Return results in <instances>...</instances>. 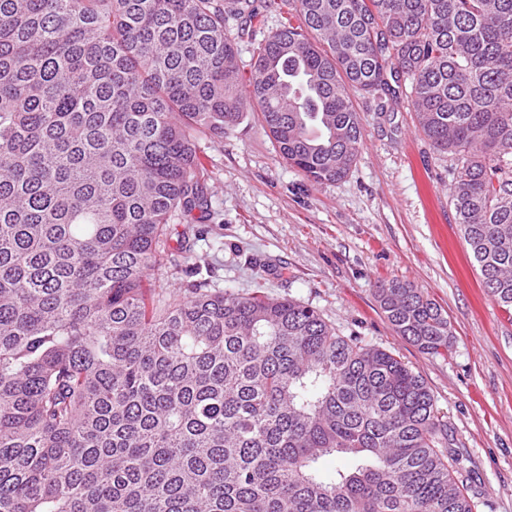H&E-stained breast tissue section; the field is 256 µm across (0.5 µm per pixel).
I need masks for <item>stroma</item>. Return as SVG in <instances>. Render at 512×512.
<instances>
[{
  "instance_id": "1",
  "label": "stroma",
  "mask_w": 512,
  "mask_h": 512,
  "mask_svg": "<svg viewBox=\"0 0 512 512\" xmlns=\"http://www.w3.org/2000/svg\"><path fill=\"white\" fill-rule=\"evenodd\" d=\"M258 5L239 39L242 78L280 26ZM363 145L350 175L316 183L280 156L260 113L223 140L202 139L209 211L169 230L203 227L187 261L211 288L241 295L263 283L273 297L317 310L343 336L392 351L427 382L463 459L478 512H512V311L485 294L480 270L448 203L450 154L433 150L406 97H357ZM392 279L421 289L448 319L447 352L423 353L382 313L376 288Z\"/></svg>"
}]
</instances>
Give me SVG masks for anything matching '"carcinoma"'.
I'll return each mask as SVG.
<instances>
[{"instance_id": "cac0c4a2", "label": "carcinoma", "mask_w": 512, "mask_h": 512, "mask_svg": "<svg viewBox=\"0 0 512 512\" xmlns=\"http://www.w3.org/2000/svg\"><path fill=\"white\" fill-rule=\"evenodd\" d=\"M0 0V512H475L426 381L257 284L166 293L164 239L208 209L201 137L259 109L312 181L355 166L356 94L405 96L455 156L448 201L512 308V0ZM448 349L441 307L376 290ZM331 457L351 464L324 467ZM264 1L257 0V16L249 27L247 26L248 34L236 40L240 74L244 81H247L253 72L257 48L280 27L279 8H267L265 5L268 3Z\"/></svg>"}]
</instances>
